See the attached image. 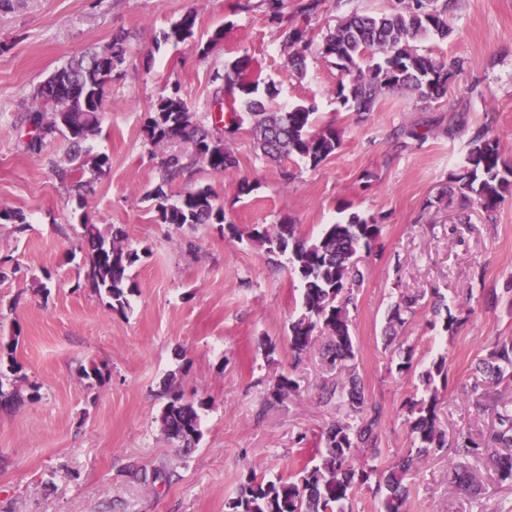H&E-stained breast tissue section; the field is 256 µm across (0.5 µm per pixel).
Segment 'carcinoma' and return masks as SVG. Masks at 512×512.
<instances>
[{"instance_id": "cac0c4a2", "label": "carcinoma", "mask_w": 512, "mask_h": 512, "mask_svg": "<svg viewBox=\"0 0 512 512\" xmlns=\"http://www.w3.org/2000/svg\"><path fill=\"white\" fill-rule=\"evenodd\" d=\"M456 2L398 0L389 12H355L341 19L324 36L321 45L322 56L332 59L339 71L334 89L337 102L348 111L364 113L371 111L385 92H407L425 105L442 98L448 90V78L464 70L467 61L457 59L449 64L423 55L415 42L430 32L447 37L448 11ZM195 27L196 14L190 10L170 25L163 38L201 53L212 50L223 38V29L218 28L202 45L195 40ZM284 43L288 46V64L303 73L311 45L307 28L288 26ZM126 55L127 35L115 34L100 50L72 57L51 73L34 94L29 123L35 134L27 146L40 154L56 136L66 137L70 142L68 166L56 162L53 166L60 178L70 180L78 192L91 190L90 183L83 180L85 168L101 172L109 165L107 156H93L83 150L82 144L100 127L107 89L113 73L122 70ZM259 87L260 74L250 70L247 58L224 73L222 91L231 102L228 112L221 117L224 130L220 132L206 128V118L191 112L177 93L162 94L147 117V139L151 146L160 148L185 144L191 149L192 160L216 172L231 173L238 161L224 144V132L232 133L242 124L243 117L235 107L239 101L251 120L252 133L265 158L278 162L295 156L315 168L335 153L339 147L336 131H313L311 107H275L272 101L276 92L266 88L263 100L257 97ZM181 158L179 151L161 157L159 183L146 192V198L154 201L158 221L178 227L225 223L224 207L217 203L208 186L190 189L178 201L170 202L165 186L187 168ZM455 180L487 213L495 211L507 195H512V162L500 151L498 138L482 133L473 139ZM380 233L381 226L374 219L356 213L345 223L325 225L315 236L300 233L297 225L286 218L247 232L249 240L267 254L288 256L293 273L303 284L301 308L289 327V348L295 357L310 351L315 333L319 332L328 337L322 352L327 364L335 366L354 358L348 311L352 298L347 295V285L362 277L356 256L361 249L369 248ZM84 239L90 248L86 271L89 287L108 299L109 309L125 312L129 307L128 296L137 288L129 275L139 260L137 251L129 247L121 231H105L96 224L84 225ZM415 302L414 296L402 297L392 310L390 323L404 325L403 313ZM1 365L0 360V410L8 412L19 407L24 397L18 390L4 389L6 374ZM476 369L481 377L469 385L465 400L476 416L493 414L486 432L468 434L448 444L447 432L439 425L436 414V378L445 381L448 377L443 359L421 375L429 396L408 401L406 422L419 443L418 456L449 451L465 458H481L494 468L500 483L512 486V404L496 396V388L512 380V338L498 341L488 358L477 362ZM173 378L174 375H168L167 383L163 384L161 394L167 402L159 421L166 438L175 447L188 451L201 439L199 415L193 403L172 389ZM296 390V382L281 375L269 390L267 403L281 402ZM323 399L343 411V416L326 429L324 449L317 450L319 462L304 465L288 478L268 479L250 474L239 484L235 496L225 503L228 512H352L356 493L372 479L380 512H406V481L418 456L406 455L382 469L364 461L368 454L373 458L379 454L382 411L366 394L358 374L352 371L346 377H336L325 388ZM454 483L464 493L472 495L478 491L472 472L464 465L455 471Z\"/></svg>"}]
</instances>
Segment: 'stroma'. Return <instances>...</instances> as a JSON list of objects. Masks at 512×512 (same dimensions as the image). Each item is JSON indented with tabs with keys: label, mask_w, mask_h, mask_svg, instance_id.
I'll use <instances>...</instances> for the list:
<instances>
[{
	"label": "stroma",
	"mask_w": 512,
	"mask_h": 512,
	"mask_svg": "<svg viewBox=\"0 0 512 512\" xmlns=\"http://www.w3.org/2000/svg\"><path fill=\"white\" fill-rule=\"evenodd\" d=\"M396 2L324 0L307 20L302 0H287L286 18L306 25L312 40L301 74L289 68L283 28L269 22L263 0H14L0 10V207L27 222L21 231L0 221V342L17 337V386L27 396L0 413V512H224L249 473L286 477L312 458L339 417L321 400L335 377L321 360L325 338L294 357L289 324L301 282L286 257L268 259L246 236L284 217L306 235L353 213L381 226L358 256L363 279L348 307L356 371L383 412L377 465L412 449L403 404L424 397L420 375L438 357L448 368L442 427L452 434L485 426L467 411L463 390L478 359L512 338V197L485 213L454 176L485 130L512 159V0H459L448 37L418 42L420 53L466 59L446 96L424 108L412 95L388 92L370 112L348 111L333 93L339 72L319 46L344 16L386 12ZM189 10L198 34L224 31L207 55L162 39ZM119 32L128 36L124 73L85 144L110 164L86 172L94 191L81 197L52 166L64 161L66 139L40 155L27 151L29 110L57 67ZM243 55L275 87L277 105L314 106L316 129L334 128L339 148L314 168L296 157L273 162L242 123L225 140L239 162L233 173L193 162L168 187L175 200L210 187L225 223H158L144 199L160 162L144 132L148 112L175 88L191 111L217 113L224 73ZM244 180L250 192H240ZM87 224L121 228L138 252V290L125 314L82 285ZM43 281L48 292H37ZM439 293L461 320L455 331L433 312ZM404 294L418 302L390 345L387 317ZM403 348L413 352L406 374L397 370ZM93 366L99 376L84 377ZM171 373L200 415L202 437L187 455L158 421ZM282 374L298 389L266 406ZM455 464L448 454L420 457L407 512H512V487L480 464V495L457 494ZM158 468L171 471V482L135 475Z\"/></svg>",
	"instance_id": "obj_1"
}]
</instances>
